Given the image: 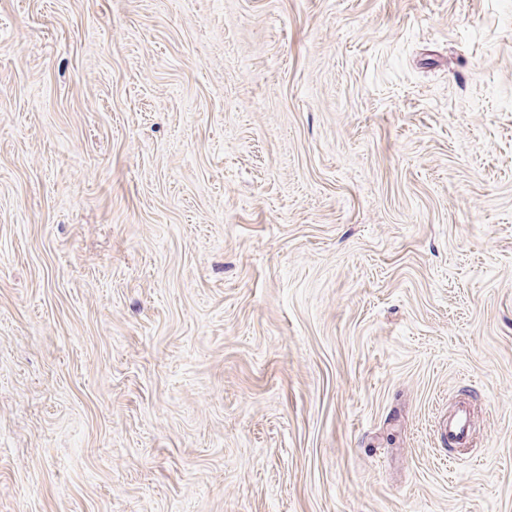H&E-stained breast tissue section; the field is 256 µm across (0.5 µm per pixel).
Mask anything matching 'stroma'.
I'll return each instance as SVG.
<instances>
[{
    "instance_id": "obj_1",
    "label": "stroma",
    "mask_w": 512,
    "mask_h": 512,
    "mask_svg": "<svg viewBox=\"0 0 512 512\" xmlns=\"http://www.w3.org/2000/svg\"><path fill=\"white\" fill-rule=\"evenodd\" d=\"M0 512H512V0H0Z\"/></svg>"
}]
</instances>
